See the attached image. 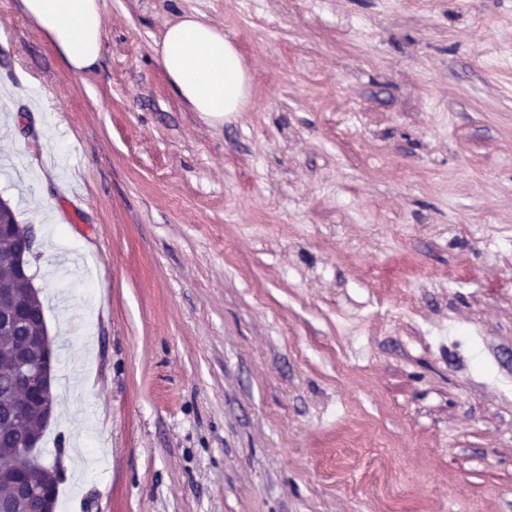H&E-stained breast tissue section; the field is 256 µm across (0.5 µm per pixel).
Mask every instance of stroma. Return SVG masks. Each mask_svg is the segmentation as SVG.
Masks as SVG:
<instances>
[{
    "instance_id": "1",
    "label": "stroma",
    "mask_w": 512,
    "mask_h": 512,
    "mask_svg": "<svg viewBox=\"0 0 512 512\" xmlns=\"http://www.w3.org/2000/svg\"><path fill=\"white\" fill-rule=\"evenodd\" d=\"M0 0V199L58 351L57 512H512V0ZM248 73L215 119L157 53ZM23 4L71 72L82 75L98 64L104 34L100 0H23ZM159 55L174 91L195 112L223 117L244 106L248 78L242 58L214 26L184 16L164 31Z\"/></svg>"
}]
</instances>
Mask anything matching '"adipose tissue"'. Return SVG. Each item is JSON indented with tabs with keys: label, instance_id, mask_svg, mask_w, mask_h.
Wrapping results in <instances>:
<instances>
[{
	"label": "adipose tissue",
	"instance_id": "obj_1",
	"mask_svg": "<svg viewBox=\"0 0 512 512\" xmlns=\"http://www.w3.org/2000/svg\"><path fill=\"white\" fill-rule=\"evenodd\" d=\"M23 4L71 72L80 75L98 64L104 34L100 0ZM160 60L174 91L194 111L220 117L244 106L248 78L243 61L214 26L191 16L170 24L163 33Z\"/></svg>",
	"mask_w": 512,
	"mask_h": 512
}]
</instances>
